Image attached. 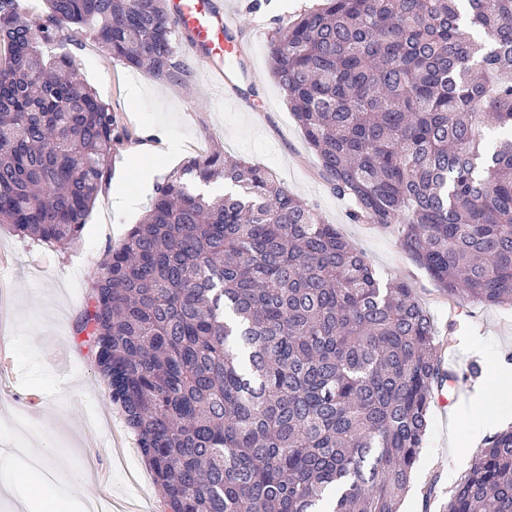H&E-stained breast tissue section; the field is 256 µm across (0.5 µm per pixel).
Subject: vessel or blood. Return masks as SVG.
Returning a JSON list of instances; mask_svg holds the SVG:
<instances>
[{"label": "vessel or blood", "instance_id": "obj_1", "mask_svg": "<svg viewBox=\"0 0 512 512\" xmlns=\"http://www.w3.org/2000/svg\"><path fill=\"white\" fill-rule=\"evenodd\" d=\"M172 17L183 37L187 56L204 65L208 83L225 99L254 110V100L241 91L242 80H255L253 70L237 73L232 61L246 57L253 41L237 13L224 0H172Z\"/></svg>", "mask_w": 512, "mask_h": 512}]
</instances>
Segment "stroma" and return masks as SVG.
I'll return each instance as SVG.
<instances>
[{
	"label": "stroma",
	"instance_id": "1",
	"mask_svg": "<svg viewBox=\"0 0 512 512\" xmlns=\"http://www.w3.org/2000/svg\"><path fill=\"white\" fill-rule=\"evenodd\" d=\"M314 2L227 0L254 28L249 64L265 90L264 112H241L226 104L196 66L187 83L161 84L113 61L90 36L80 37L74 46L59 37L43 44L47 55L71 53L98 100L130 130L128 139L112 151L109 181L86 218L77 246L59 251L0 224V254L10 259L8 266L0 267V277L10 284L8 331L13 348V375L0 380V439L15 440L23 448L41 442L60 447L52 463L60 506L72 501L71 476L88 458L93 472H111L112 484L88 480L83 504L108 495L112 512H162L137 437L122 410L110 404L91 346L73 330L87 302V280L75 278V271L92 269L107 246H119L149 208L144 201L148 191L136 175L137 151L146 143L158 153L161 179L190 157L187 145L197 140L271 169L368 258L381 281L409 284L433 315L440 337H453L459 364L480 366L479 376H459L457 401L447 409L432 410L426 444L400 512H438L437 506H424V490L432 485L437 494L449 492L469 470L481 448L474 440L481 422H492L497 431L512 422V309L465 300L449 309L427 274L398 249L393 230L349 221L347 201L321 177L316 156L270 73L274 29L287 26ZM118 192L137 198V205L111 207ZM31 393L41 402L32 415L19 418L22 400Z\"/></svg>",
	"mask_w": 512,
	"mask_h": 512
}]
</instances>
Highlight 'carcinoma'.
<instances>
[{
	"label": "carcinoma",
	"instance_id": "1",
	"mask_svg": "<svg viewBox=\"0 0 512 512\" xmlns=\"http://www.w3.org/2000/svg\"><path fill=\"white\" fill-rule=\"evenodd\" d=\"M44 2L35 24L0 0V224L63 251L129 132L68 54L36 63L49 26L159 83L190 69L169 0ZM269 64L350 221L396 226L443 298L512 306V0H319ZM89 279L75 333L165 512H399L449 380L435 325L271 171L187 160ZM439 512H512V427Z\"/></svg>",
	"mask_w": 512,
	"mask_h": 512
}]
</instances>
